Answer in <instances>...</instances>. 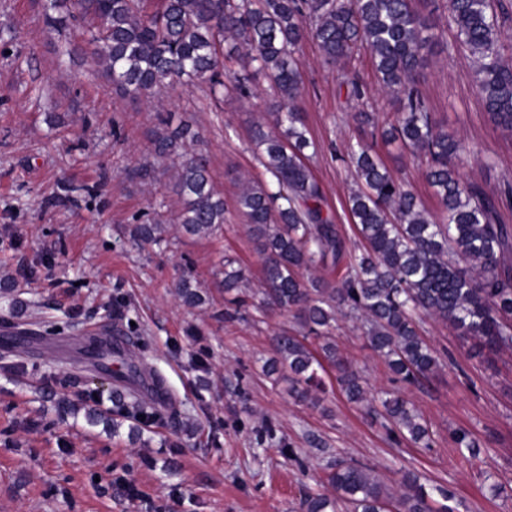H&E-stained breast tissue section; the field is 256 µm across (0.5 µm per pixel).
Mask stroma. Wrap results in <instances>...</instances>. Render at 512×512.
Returning a JSON list of instances; mask_svg holds the SVG:
<instances>
[{
    "instance_id": "35a3bbf8",
    "label": "stroma",
    "mask_w": 512,
    "mask_h": 512,
    "mask_svg": "<svg viewBox=\"0 0 512 512\" xmlns=\"http://www.w3.org/2000/svg\"><path fill=\"white\" fill-rule=\"evenodd\" d=\"M44 0H0V277L14 279L44 323L0 296V512H303L309 492L326 491L336 461L373 467L397 487L403 469L451 490L457 512H512V351L490 354L462 341L448 325L422 319L425 339L449 358L421 384L400 387L371 350L359 323L341 321L336 344L367 380L372 396L403 390L430 431L423 448L389 438L365 409L330 393L319 407L300 401L285 380L266 376L274 331L292 329L284 314L227 318L229 298L215 276L224 258L246 268L258 287L262 257L244 230L238 179L259 176L251 150L259 115L276 101L263 76L248 99L213 104L202 88L179 86L151 102L117 96L95 74L88 55H63L83 44L81 25L64 32L44 20ZM441 38L421 72V88L449 132L474 148L464 180L497 191L512 187V136L496 128L474 84L471 58L454 47L446 9L432 10ZM304 119L317 153L310 161L327 203L350 241L355 184L345 157L363 127L356 106L324 64L314 41L302 48ZM189 121L198 132L215 189L224 197V229L213 237L177 230L178 200L170 175L151 184L135 170L149 162L158 117ZM375 151L410 183L431 213L440 206L422 167L398 144ZM160 217L157 245H138L131 231ZM192 272L209 300L191 309L173 288ZM111 331L135 343L132 357L110 354V372L93 370L82 336L103 313ZM168 400L140 442L128 426L109 435L84 418H59L41 393L111 408L129 388ZM468 430L479 458L461 460L450 437ZM292 448L285 457L283 448ZM141 493L129 501L121 485Z\"/></svg>"
}]
</instances>
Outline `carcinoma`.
I'll return each instance as SVG.
<instances>
[{
	"label": "carcinoma",
	"instance_id": "obj_1",
	"mask_svg": "<svg viewBox=\"0 0 512 512\" xmlns=\"http://www.w3.org/2000/svg\"><path fill=\"white\" fill-rule=\"evenodd\" d=\"M448 25L456 45L473 59L476 89L494 125L512 135V61L501 28L503 4L495 0H448ZM87 23V43L97 75L132 100L151 101L173 84L207 87L211 101L248 98L252 75L270 82L279 105L252 133L267 179L245 184L237 209L262 256L260 287L236 261L224 257V293L260 314L287 312L302 333L273 337L275 357L262 370L288 379L303 398L318 400L322 375L335 372L340 392L367 406L390 435L429 447V429L416 405L400 393L368 399L367 383L336 347L338 322L361 323L369 347L395 379L415 385L442 365L439 352L418 328L426 316L452 325L458 335L490 353L512 350V226L501 222L502 196L461 179L472 150L431 112L419 88L420 69L436 45L430 15L413 0H46L53 29L75 16ZM318 45L324 62L340 71L347 96L366 102L386 93L397 102L391 122L373 125L383 141H397L424 166L440 205L431 214L409 184L394 177L361 136L347 155L357 183L348 209L360 244L350 245L326 207L324 192L307 163L312 146L301 102V47ZM368 56L375 83L365 84L356 62ZM198 134L187 124L158 117L151 138L154 159L173 169L180 208L179 229L210 237L224 227V198L214 188L204 157L192 149ZM158 221L137 224L133 238L162 241ZM176 294L189 308L207 301L192 276L181 277ZM62 415L84 412L91 426L112 433L113 418L144 424L145 403L134 392L112 402V411L68 399ZM460 457H479L469 431L453 433ZM330 493H308L304 512H455L408 471L388 489L366 465L339 462L327 475Z\"/></svg>",
	"mask_w": 512,
	"mask_h": 512
}]
</instances>
